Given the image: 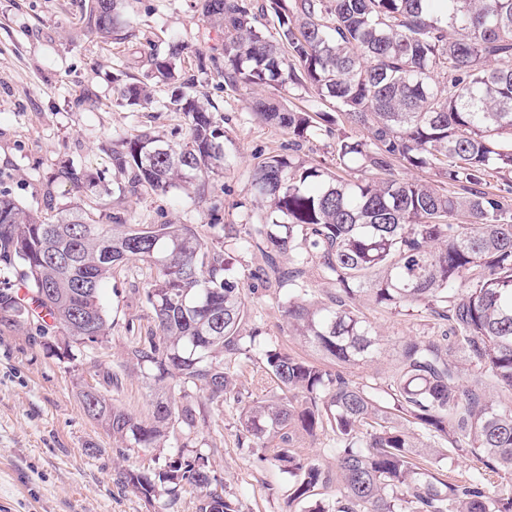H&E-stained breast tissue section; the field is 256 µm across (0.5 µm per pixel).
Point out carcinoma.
<instances>
[{"label":"carcinoma","mask_w":512,"mask_h":512,"mask_svg":"<svg viewBox=\"0 0 512 512\" xmlns=\"http://www.w3.org/2000/svg\"><path fill=\"white\" fill-rule=\"evenodd\" d=\"M123 0H85L89 27L104 37L120 24ZM203 17L224 29V58L197 56L231 87L311 88L300 111L263 99L255 115L288 132L291 146L335 137L340 177L291 156L260 159L254 195L267 203L244 234L269 259H309L335 279L330 304L307 300L299 285L283 307L288 325L338 366H324L246 330L247 297L224 254L204 244L195 224H101L89 210L53 221L0 191V260L19 268L28 298L0 289V326L46 317L67 339L52 355L105 348L112 323L101 303L104 280L130 262L155 268L145 297L159 334L130 347L127 362L158 393L146 419L92 389L86 414L120 448L183 442L153 471L127 469L122 483L150 512H164L189 487L198 512H240L218 492L217 448L190 445L198 424L224 403L239 405L248 449L291 482L289 503L303 512H512V198L483 189L493 172L512 171V0H199ZM183 41L152 59L154 77L179 80ZM131 105L149 99L128 85ZM328 103L335 113L323 112ZM166 108L188 118L176 145L142 132L112 151L130 172L131 191L203 193L224 170L227 138L213 113L181 91ZM363 132L355 138L334 127ZM438 168L460 191L395 172ZM368 297L398 313L448 322L440 338L412 336L396 347L395 370L381 383H356L344 368L381 353L361 316ZM271 383L275 394L243 401L237 368ZM329 435L336 473L299 454L297 436ZM471 456L480 467L450 482L439 463ZM336 488V495L328 490Z\"/></svg>","instance_id":"1"}]
</instances>
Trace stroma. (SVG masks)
Here are the masks:
<instances>
[{
    "label": "stroma",
    "mask_w": 512,
    "mask_h": 512,
    "mask_svg": "<svg viewBox=\"0 0 512 512\" xmlns=\"http://www.w3.org/2000/svg\"><path fill=\"white\" fill-rule=\"evenodd\" d=\"M125 23L103 39L90 32L84 0H0V190L32 209L93 208L101 223L202 224L203 240L220 247L233 272L248 289L250 326L308 359L316 352L289 328L281 308L303 283L314 301H327L337 285L313 263L277 258L269 272L260 249L244 248L227 235L257 223L261 206L253 197L251 172L256 158L287 154V131L259 120L250 105L275 98L284 109L308 105L310 90L273 92L224 84L217 72L198 73L196 54L221 56L224 32L201 15L197 0H126ZM178 38L188 45L183 70L194 74L193 89L224 120L231 142L226 167L212 178L204 197L184 190L166 193L127 191V174L112 165V151L124 137L148 131L174 145L188 131L186 117L164 108L171 94L155 89L146 109L127 105L122 89L146 81L150 55L164 53ZM83 176L74 185L61 171ZM268 280H259L260 272ZM156 271L140 262L114 272L101 289L112 324L103 350L78 353L73 362L48 355L57 342L55 328L38 323L0 327V512H146L143 499L119 476L132 468L155 467L159 453L137 448L119 456L111 436L83 409L80 391L93 387L115 403L144 417L149 391L126 369V352L155 327L145 291ZM360 308L382 339L381 355L348 369L357 382H381L395 364V345L407 336H439L442 322L408 316L361 302ZM235 406L214 412L199 425L195 444L216 449L212 464L225 481L224 492L241 512H300L288 502V476L241 447Z\"/></svg>",
    "instance_id": "1"
}]
</instances>
